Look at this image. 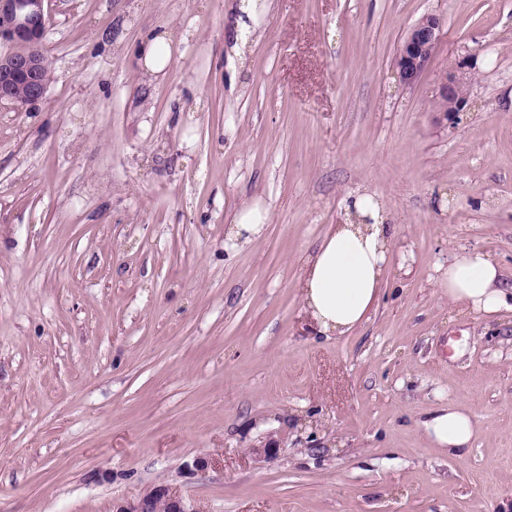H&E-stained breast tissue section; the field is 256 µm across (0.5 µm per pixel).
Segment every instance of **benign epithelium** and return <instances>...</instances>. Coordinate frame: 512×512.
I'll return each mask as SVG.
<instances>
[{
    "instance_id": "benign-epithelium-1",
    "label": "benign epithelium",
    "mask_w": 512,
    "mask_h": 512,
    "mask_svg": "<svg viewBox=\"0 0 512 512\" xmlns=\"http://www.w3.org/2000/svg\"><path fill=\"white\" fill-rule=\"evenodd\" d=\"M46 0H0V44L16 50L0 53V102L35 105L47 89L52 60L42 52L48 23ZM443 28L441 16L428 13L409 29L393 59L397 81L416 84L429 65ZM467 80L461 69H450L437 84L434 97L448 101V110L439 112V122L467 110L469 96L458 93ZM112 512H194L185 499L167 486L159 485L130 499L112 504Z\"/></svg>"
}]
</instances>
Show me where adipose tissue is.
Returning a JSON list of instances; mask_svg holds the SVG:
<instances>
[{"instance_id":"ef3b65f1","label":"adipose tissue","mask_w":512,"mask_h":512,"mask_svg":"<svg viewBox=\"0 0 512 512\" xmlns=\"http://www.w3.org/2000/svg\"><path fill=\"white\" fill-rule=\"evenodd\" d=\"M175 34L166 29L150 33L138 48L142 68L152 74L170 64ZM358 224H336L306 262L301 293L306 314L323 336H341L362 323L373 309L390 263L394 225L368 193L350 198ZM448 300L470 313L495 314L512 310V284L504 280L491 254L466 248L448 263L440 282ZM428 441L441 452L462 459L471 448L475 424L469 410L449 403L421 424Z\"/></svg>"}]
</instances>
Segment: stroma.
Instances as JSON below:
<instances>
[{"label": "stroma", "mask_w": 512, "mask_h": 512, "mask_svg": "<svg viewBox=\"0 0 512 512\" xmlns=\"http://www.w3.org/2000/svg\"><path fill=\"white\" fill-rule=\"evenodd\" d=\"M268 3L238 42L239 0H48L46 94L0 103V512L158 485L192 512H512V311L438 286L464 247L512 282V0ZM429 12L440 40L400 86ZM456 66L470 108L442 126ZM358 191L393 259L368 319L318 337L302 260ZM254 203L269 223L229 242ZM450 402L479 423L462 460L419 429ZM443 28L440 15L428 13L409 29L393 59L397 81L405 86L416 84L429 65ZM175 34L170 29L153 32L145 37L137 50L142 68L152 74L164 71L170 64L171 45Z\"/></svg>", "instance_id": "obj_1"}]
</instances>
